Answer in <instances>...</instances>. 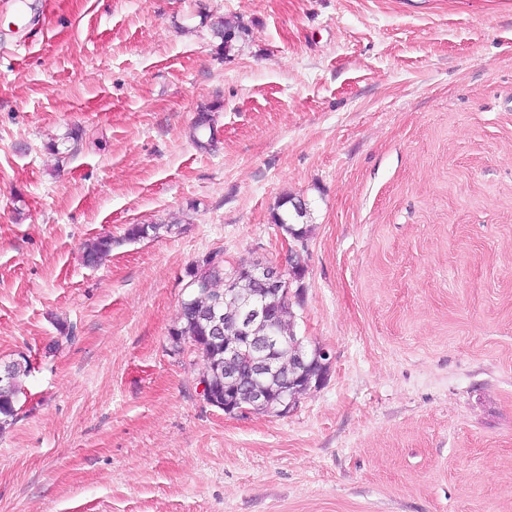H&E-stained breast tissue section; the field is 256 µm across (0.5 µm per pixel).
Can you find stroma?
I'll return each mask as SVG.
<instances>
[{
    "instance_id": "1",
    "label": "stroma",
    "mask_w": 512,
    "mask_h": 512,
    "mask_svg": "<svg viewBox=\"0 0 512 512\" xmlns=\"http://www.w3.org/2000/svg\"><path fill=\"white\" fill-rule=\"evenodd\" d=\"M287 196L313 227L295 331L332 363L287 416L227 415L170 343L185 271L284 263ZM19 353L0 512H512V0H0ZM221 107L220 103H216L209 107L206 110H202L201 115L199 119L197 120L195 124L196 130H208L209 135L207 139L205 140V135L203 133L197 134L196 137H194V142L197 148L200 150H207L209 147L212 146L214 142V126H213V118L212 115L208 112H216ZM112 237L100 236L84 246V260L87 265L96 266L112 251Z\"/></svg>"
}]
</instances>
